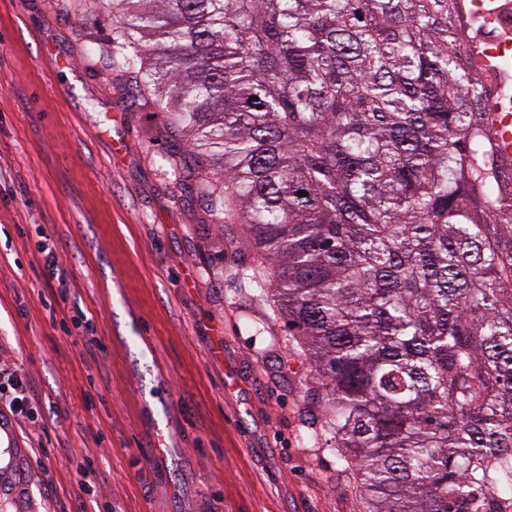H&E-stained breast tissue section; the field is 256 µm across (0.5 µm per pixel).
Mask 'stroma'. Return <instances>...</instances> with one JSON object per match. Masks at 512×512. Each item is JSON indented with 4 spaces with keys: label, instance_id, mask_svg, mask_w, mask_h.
I'll use <instances>...</instances> for the list:
<instances>
[{
    "label": "stroma",
    "instance_id": "35a3bbf8",
    "mask_svg": "<svg viewBox=\"0 0 512 512\" xmlns=\"http://www.w3.org/2000/svg\"><path fill=\"white\" fill-rule=\"evenodd\" d=\"M111 38L112 0H0V361L35 398L0 431V512H362L305 438L320 386L240 275L243 226L164 165V115L87 50ZM46 251H48L46 253ZM41 253H45V268L49 279L55 280L57 288L64 290L68 282V272L66 268L59 262L55 253L48 247H41Z\"/></svg>",
    "mask_w": 512,
    "mask_h": 512
}]
</instances>
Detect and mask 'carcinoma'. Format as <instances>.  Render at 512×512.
<instances>
[{
	"label": "carcinoma",
	"mask_w": 512,
	"mask_h": 512,
	"mask_svg": "<svg viewBox=\"0 0 512 512\" xmlns=\"http://www.w3.org/2000/svg\"><path fill=\"white\" fill-rule=\"evenodd\" d=\"M463 42L457 0H112V67L245 225L365 512H512V186Z\"/></svg>",
	"instance_id": "obj_1"
}]
</instances>
